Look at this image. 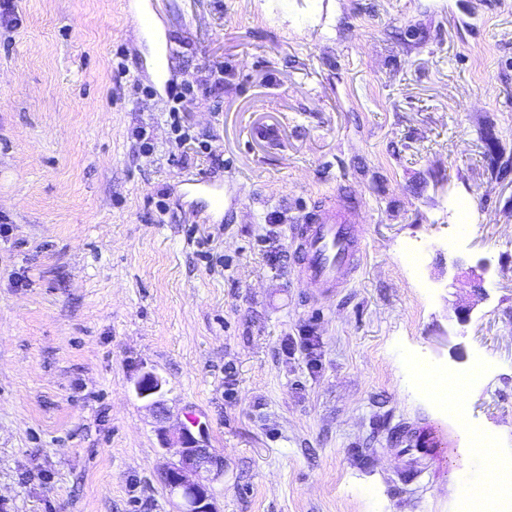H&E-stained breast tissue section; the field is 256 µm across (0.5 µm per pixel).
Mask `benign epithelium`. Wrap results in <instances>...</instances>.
Masks as SVG:
<instances>
[{"mask_svg": "<svg viewBox=\"0 0 512 512\" xmlns=\"http://www.w3.org/2000/svg\"><path fill=\"white\" fill-rule=\"evenodd\" d=\"M163 381L151 371L143 373L135 383L139 398L146 399L160 417L167 416L163 400ZM164 445L179 447V460L163 473V482L169 495L178 501L179 512H216L213 504L212 484L224 476V462L215 449L208 445L203 426L197 431L183 426L172 434L161 430Z\"/></svg>", "mask_w": 512, "mask_h": 512, "instance_id": "benign-epithelium-1", "label": "benign epithelium"}]
</instances>
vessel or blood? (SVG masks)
Listing matches in <instances>:
<instances>
[{
    "instance_id": "b4317fda",
    "label": "vessel or blood",
    "mask_w": 512,
    "mask_h": 512,
    "mask_svg": "<svg viewBox=\"0 0 512 512\" xmlns=\"http://www.w3.org/2000/svg\"><path fill=\"white\" fill-rule=\"evenodd\" d=\"M187 196H206L216 208L224 206V188L206 178H186ZM361 197L349 188L322 196L305 213L292 233L293 257L298 272L316 293L328 296L346 287L363 259V228L358 222Z\"/></svg>"
}]
</instances>
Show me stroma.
<instances>
[{
    "mask_svg": "<svg viewBox=\"0 0 512 512\" xmlns=\"http://www.w3.org/2000/svg\"><path fill=\"white\" fill-rule=\"evenodd\" d=\"M478 2L157 0L161 84L125 0H13L0 512H176L158 429L191 412L224 459L218 512H458L482 480L468 429L512 458V0ZM218 65L185 114L212 153L171 163V92ZM188 176L223 184L212 222ZM342 186L366 256L318 298L292 228ZM481 261L476 302L454 275ZM410 353L479 371L461 420L404 388ZM432 427L452 452L401 451ZM162 388V379L151 371L144 372L135 383L137 396L141 399H147L155 413L161 418H165L168 410L163 400Z\"/></svg>",
    "mask_w": 512,
    "mask_h": 512,
    "instance_id": "stroma-1",
    "label": "stroma"
}]
</instances>
